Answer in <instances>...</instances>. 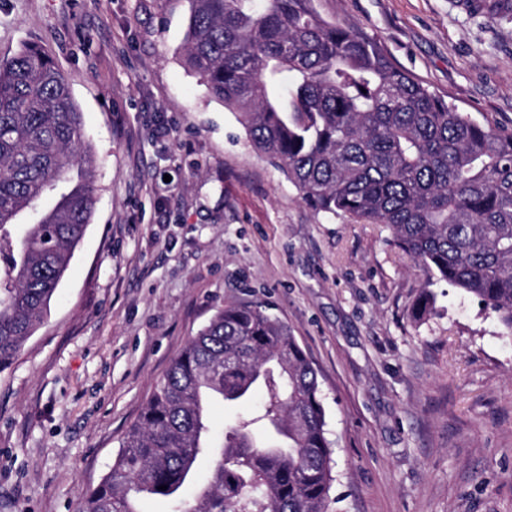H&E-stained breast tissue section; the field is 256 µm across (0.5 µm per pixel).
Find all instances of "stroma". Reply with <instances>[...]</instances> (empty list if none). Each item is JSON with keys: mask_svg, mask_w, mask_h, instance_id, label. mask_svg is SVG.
<instances>
[{"mask_svg": "<svg viewBox=\"0 0 512 512\" xmlns=\"http://www.w3.org/2000/svg\"><path fill=\"white\" fill-rule=\"evenodd\" d=\"M394 64L512 130V22L456 0H318ZM183 0H0V59L47 48L94 154L95 210L0 372V512H75L178 351L265 302L318 372L341 512H512V338L381 224L315 212L182 61Z\"/></svg>", "mask_w": 512, "mask_h": 512, "instance_id": "1", "label": "stroma"}]
</instances>
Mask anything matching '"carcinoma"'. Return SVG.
<instances>
[{"mask_svg": "<svg viewBox=\"0 0 512 512\" xmlns=\"http://www.w3.org/2000/svg\"><path fill=\"white\" fill-rule=\"evenodd\" d=\"M186 2L185 66L306 204L389 228L426 275L417 317L433 310L428 286L445 282L512 337V131L448 104L317 0ZM90 164L82 112L49 52L26 44L0 60V372L44 322L90 224ZM256 390L261 413L214 439L210 406ZM204 458L216 465L187 507ZM334 465L318 374L296 336L261 303H229L177 353L76 512H142L144 498L170 512H330Z\"/></svg>", "mask_w": 512, "mask_h": 512, "instance_id": "carcinoma-1", "label": "carcinoma"}]
</instances>
